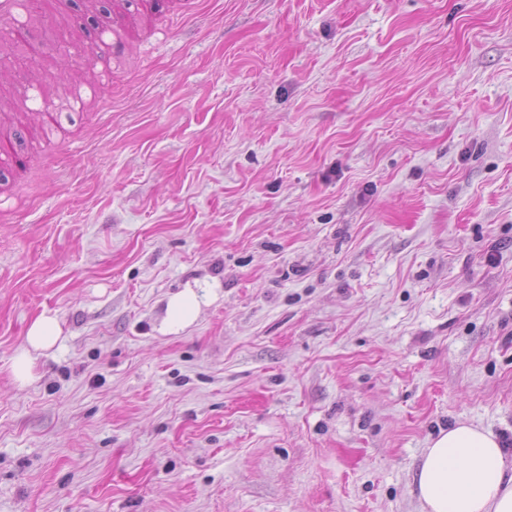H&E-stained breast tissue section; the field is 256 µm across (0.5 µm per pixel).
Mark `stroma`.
Segmentation results:
<instances>
[{
  "mask_svg": "<svg viewBox=\"0 0 512 512\" xmlns=\"http://www.w3.org/2000/svg\"><path fill=\"white\" fill-rule=\"evenodd\" d=\"M27 24L0 85L39 81L20 110L54 121L0 160V512H422L439 431L512 459V0ZM197 314V296L192 288H186L168 300L164 326L169 329L189 326L195 321ZM60 338V327L55 316L41 314L30 325L25 344L16 352L11 363V373L19 386L34 379L37 354L52 349Z\"/></svg>",
  "mask_w": 512,
  "mask_h": 512,
  "instance_id": "35a3bbf8",
  "label": "stroma"
}]
</instances>
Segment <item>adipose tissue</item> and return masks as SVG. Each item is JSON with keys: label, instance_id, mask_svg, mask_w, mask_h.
Segmentation results:
<instances>
[{"label": "adipose tissue", "instance_id": "obj_1", "mask_svg": "<svg viewBox=\"0 0 512 512\" xmlns=\"http://www.w3.org/2000/svg\"><path fill=\"white\" fill-rule=\"evenodd\" d=\"M59 338L55 316L44 313L31 323L11 363L18 385L33 380L38 354L52 349ZM414 486L422 512H512V465L504 448L491 432L465 422L431 441Z\"/></svg>", "mask_w": 512, "mask_h": 512}]
</instances>
